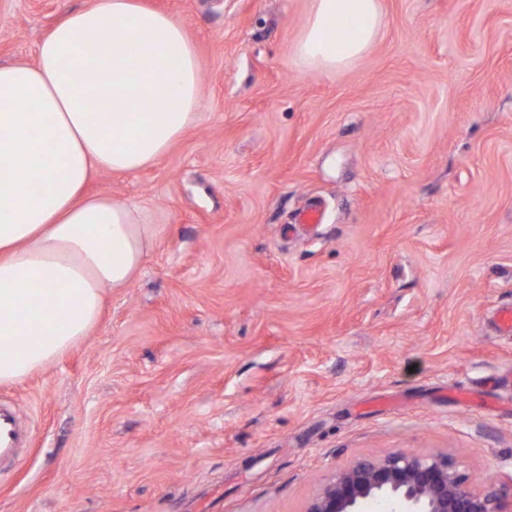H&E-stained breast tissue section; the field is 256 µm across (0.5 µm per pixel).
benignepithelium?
I'll return each mask as SVG.
<instances>
[{"label": "benign epithelium", "mask_w": 512, "mask_h": 512, "mask_svg": "<svg viewBox=\"0 0 512 512\" xmlns=\"http://www.w3.org/2000/svg\"><path fill=\"white\" fill-rule=\"evenodd\" d=\"M375 499L394 500L401 512H503L496 493L468 486L452 457L414 452L358 460L337 472L305 512H361Z\"/></svg>", "instance_id": "1"}]
</instances>
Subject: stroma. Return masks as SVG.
<instances>
[{"label":"stroma","mask_w":512,"mask_h":512,"mask_svg":"<svg viewBox=\"0 0 512 512\" xmlns=\"http://www.w3.org/2000/svg\"><path fill=\"white\" fill-rule=\"evenodd\" d=\"M93 2L0 0V64ZM141 2L185 26L198 118L88 183L152 246L89 336L0 385L32 430L0 512H304L402 451L512 512V0H381L330 73L292 55L309 0Z\"/></svg>","instance_id":"stroma-1"}]
</instances>
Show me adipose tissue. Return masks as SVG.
<instances>
[{
  "mask_svg": "<svg viewBox=\"0 0 512 512\" xmlns=\"http://www.w3.org/2000/svg\"><path fill=\"white\" fill-rule=\"evenodd\" d=\"M381 0H311L293 47L310 71L363 57ZM200 64L184 24L139 0H95L42 38L35 64L0 65V384L45 369L98 324L151 245L132 206L85 195L133 174L195 123Z\"/></svg>",
  "mask_w": 512,
  "mask_h": 512,
  "instance_id": "obj_1",
  "label": "adipose tissue"
}]
</instances>
